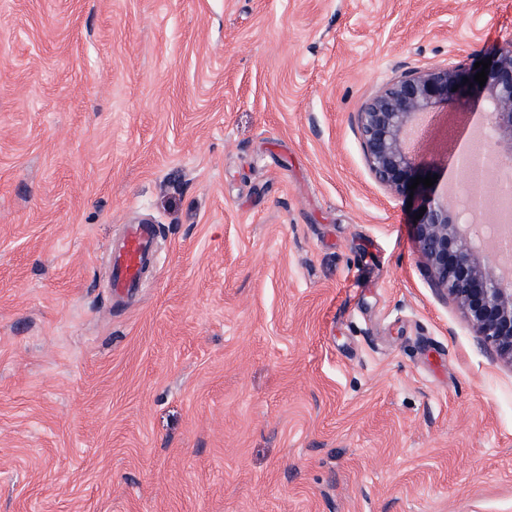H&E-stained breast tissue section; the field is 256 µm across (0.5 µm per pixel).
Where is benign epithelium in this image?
<instances>
[{"label": "benign epithelium", "mask_w": 512, "mask_h": 512, "mask_svg": "<svg viewBox=\"0 0 512 512\" xmlns=\"http://www.w3.org/2000/svg\"><path fill=\"white\" fill-rule=\"evenodd\" d=\"M486 84L474 81V64L416 70L391 80L357 113L365 161L376 181L393 195L413 203L411 223L418 251L435 285L463 311L469 328L512 362V264L496 274L488 267L466 232L474 196L457 207L439 184L408 186L413 179L434 174L416 145L413 134L421 120L448 104H466L476 90L488 105L484 113L490 135L512 154V41L493 49Z\"/></svg>", "instance_id": "obj_1"}]
</instances>
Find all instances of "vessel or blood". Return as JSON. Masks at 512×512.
<instances>
[{"label": "vessel or blood", "mask_w": 512, "mask_h": 512, "mask_svg": "<svg viewBox=\"0 0 512 512\" xmlns=\"http://www.w3.org/2000/svg\"><path fill=\"white\" fill-rule=\"evenodd\" d=\"M154 238L153 225L133 224L128 227L124 245L111 256L112 289L115 294L139 287L143 266L156 259Z\"/></svg>", "instance_id": "vessel-or-blood-1"}]
</instances>
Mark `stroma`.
Returning a JSON list of instances; mask_svg holds the SVG:
<instances>
[{"label":"stroma","instance_id":"35a3bbf8","mask_svg":"<svg viewBox=\"0 0 512 512\" xmlns=\"http://www.w3.org/2000/svg\"><path fill=\"white\" fill-rule=\"evenodd\" d=\"M510 40L512 0H0V512H512V363L357 126ZM484 109L418 143L449 194ZM154 238L152 224H130L122 248L111 250L112 292L115 295L139 287L143 266L156 259Z\"/></svg>","mask_w":512,"mask_h":512}]
</instances>
